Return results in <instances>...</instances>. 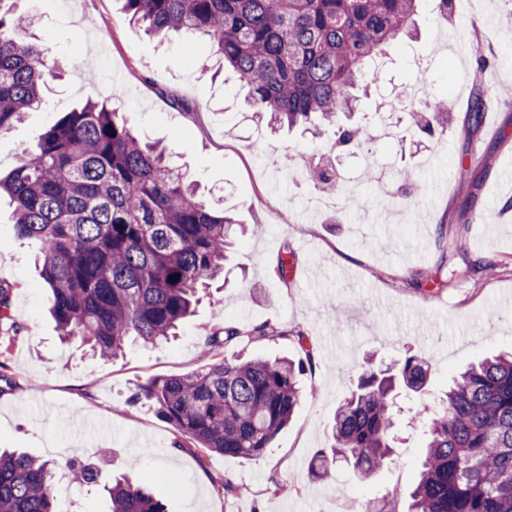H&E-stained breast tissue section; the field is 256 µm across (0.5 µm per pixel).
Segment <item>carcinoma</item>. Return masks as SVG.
I'll return each mask as SVG.
<instances>
[{
  "mask_svg": "<svg viewBox=\"0 0 512 512\" xmlns=\"http://www.w3.org/2000/svg\"><path fill=\"white\" fill-rule=\"evenodd\" d=\"M0 0V136L41 103L56 61L45 46L17 42L31 23ZM418 0H125L130 19L152 35L200 33L246 87L273 129L316 122L335 129L334 148H360L370 123H343L352 90L381 78L366 65L402 39ZM447 117L429 105L413 122L430 130ZM318 191L336 170L316 163ZM22 238L40 243L50 313L60 335L116 359L133 338L155 345L192 312L197 290L224 273V247L239 224L198 195L157 144L130 121L88 101L64 114L34 154L0 178ZM296 254L284 245L274 275L287 283ZM179 279L173 280L171 276ZM11 288L0 285V325L11 320ZM242 330L229 322L205 337L209 362L187 376L156 379L131 400H146L181 436L187 453L265 455L303 398L302 363L241 361L224 355ZM426 362L408 356L393 370L365 372L336 409L333 443L309 463L324 480L337 461L359 476L393 454L394 392H417ZM429 439L407 512H512V351L470 367L454 381L428 424ZM80 485L99 482L75 448L66 462ZM53 463L0 452V512H58ZM109 512H166L140 485H103Z\"/></svg>",
  "mask_w": 512,
  "mask_h": 512,
  "instance_id": "1",
  "label": "carcinoma"
}]
</instances>
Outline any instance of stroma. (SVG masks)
<instances>
[{"label": "stroma", "mask_w": 512, "mask_h": 512, "mask_svg": "<svg viewBox=\"0 0 512 512\" xmlns=\"http://www.w3.org/2000/svg\"><path fill=\"white\" fill-rule=\"evenodd\" d=\"M464 13H439L421 0L412 36L391 45L378 84L359 88L357 115L384 114L396 136L373 132L364 151L375 181L353 156L334 159L351 189L339 209L316 212L279 157L317 152L331 131L274 134L256 118L230 73L213 74L208 38L162 42L130 22L124 0H14L31 27L16 39L46 46L57 71L42 102L0 137V171L65 113L86 101L111 100L135 128L160 143L201 192L222 196L246 234L228 251V287L203 290L176 336L156 345L129 342L123 356L104 360L74 339L60 340L49 313L51 293L36 242L19 238L8 208H0V284L10 286L17 326H0V448L56 462V484H69L71 512H108L100 488L71 482L72 449L112 479L139 482L168 512H360L395 498L405 512L424 445L425 417L407 410L439 405L452 379L470 364L512 348V0H465ZM476 54L461 60L459 44ZM489 61L479 69V58ZM424 76L433 105H447L448 123L434 134L411 127L407 97ZM486 101L485 121L471 129L466 112ZM427 187L411 197L413 184ZM297 264L290 284L271 278L283 245ZM497 263L493 277H461L468 261ZM440 271L444 286L424 298L411 284L419 271ZM232 322L245 334L226 356L287 357L312 353L300 377L304 397L270 452L260 458L176 450L177 431L147 402L127 397L157 378L199 370L201 342ZM271 325V336L252 335ZM427 361L425 391L401 392L396 453L362 479L337 466L326 481L310 479V460L332 443L339 405L366 369L386 368L408 355ZM237 491L224 497L221 478Z\"/></svg>", "instance_id": "1"}]
</instances>
